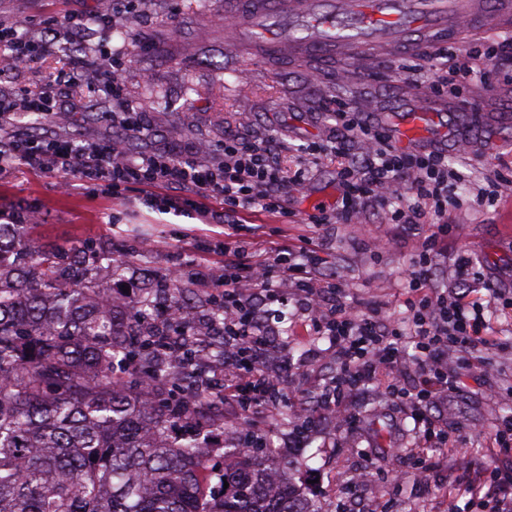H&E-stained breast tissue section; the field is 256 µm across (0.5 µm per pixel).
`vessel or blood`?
<instances>
[{
	"label": "vessel or blood",
	"mask_w": 512,
	"mask_h": 512,
	"mask_svg": "<svg viewBox=\"0 0 512 512\" xmlns=\"http://www.w3.org/2000/svg\"><path fill=\"white\" fill-rule=\"evenodd\" d=\"M247 9V15L226 20L230 44L252 30L267 29L269 48L350 57L369 46H391L409 31H448L472 15L475 5L473 0H250ZM437 123L427 102L417 100L401 116L397 147L411 146Z\"/></svg>",
	"instance_id": "b4317fda"
}]
</instances>
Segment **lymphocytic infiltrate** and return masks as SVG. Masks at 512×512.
<instances>
[{"label": "lymphocytic infiltrate", "instance_id": "1", "mask_svg": "<svg viewBox=\"0 0 512 512\" xmlns=\"http://www.w3.org/2000/svg\"><path fill=\"white\" fill-rule=\"evenodd\" d=\"M149 0H112L111 16L73 14L46 18L39 33L22 37L13 23L0 22V45L11 51L22 68H34L47 55L54 40L97 27L103 40L96 54L76 55L65 69L40 75L42 88L33 94L21 89L0 91V171L18 165L41 173L73 178L84 188L110 190L120 197L127 185H138L140 202L163 213H190L204 224L233 226L240 211L258 205L286 214L291 189L302 184L304 168L282 166L279 152L268 142L247 143L235 135L224 138L220 154L205 159L196 154L168 152L130 156L124 141L100 144L69 138L19 137L7 126L17 117L55 114L63 86L87 73L102 77L112 94V109L105 121L128 137L140 135L146 125L141 112L127 99L121 83L122 66L107 35L112 16H137ZM339 124L337 139L346 143L361 133L370 139L358 165L343 168L342 193L335 214L319 212L309 222L319 227L338 217L344 222L363 219L375 207L409 195L417 206L397 208L392 219L415 226L430 222L418 261L409 269V334L418 351V380L408 386L401 368L404 347L389 337L380 321L341 299L345 285L331 279L317 281L314 273L322 258L311 237L300 235L276 248L235 251L221 268L207 267L201 275L221 288L224 299V333L236 337L237 347L225 354L224 389L237 398L243 411L279 404V380L264 371L261 356L269 344L268 332L258 320L253 301L274 296L280 285L295 288L306 306L316 332L326 336L336 372L318 397L320 407L340 408L346 397L366 386L385 383L388 394L407 400L425 420L419 437L423 450L443 454L448 434L426 421L427 410L440 399L468 388L471 372L482 364L497 337L481 307L471 301L470 289L439 292L431 282L432 254L448 240V206L455 201L460 178L440 152L411 153L389 144L382 133L369 132L367 124L348 118L343 105L332 108ZM440 493L447 512H455L460 497L490 504V512H512V472H488L470 462L454 463Z\"/></svg>", "mask_w": 512, "mask_h": 512}]
</instances>
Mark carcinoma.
<instances>
[{"mask_svg":"<svg viewBox=\"0 0 512 512\" xmlns=\"http://www.w3.org/2000/svg\"><path fill=\"white\" fill-rule=\"evenodd\" d=\"M123 262L94 243L45 249L0 224V512H326L263 445L214 440L224 334L191 329L190 283L119 298ZM164 299L165 327L144 321ZM184 336L178 361L159 337Z\"/></svg>","mask_w":512,"mask_h":512,"instance_id":"cac0c4a2","label":"carcinoma"}]
</instances>
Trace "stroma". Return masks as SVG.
I'll return each mask as SVG.
<instances>
[{
    "mask_svg": "<svg viewBox=\"0 0 512 512\" xmlns=\"http://www.w3.org/2000/svg\"><path fill=\"white\" fill-rule=\"evenodd\" d=\"M110 10V0H0V22L24 26L50 15L69 12L94 16ZM224 0H150L146 13L134 24L145 45L124 51L123 83L129 101L145 114L143 136L129 139L130 154L157 151H196L210 156L236 133L271 140L280 147L284 166L304 162V182L288 194L289 217L255 206L239 215L240 240L260 227L268 245H282L301 234L312 237L324 251L323 277H337L349 286V298L366 313L403 317L409 287L407 269L430 232L393 223L396 202L367 213L363 223L305 224L307 214L323 208L335 211L340 195L339 160L332 137L333 117L318 109L320 99L342 103L353 116L368 120L387 135H394L402 106L423 98L446 127L444 137L421 143L423 151H440L449 165L468 158L456 195L462 207L449 214L460 225L459 246L470 250L491 288L512 289V193L477 200L495 172L512 170V30L486 27L456 40L468 51L478 37L504 41V61L489 81L470 87L434 88L437 64L423 61L412 70L411 46L385 54L369 48L357 58L289 56L278 52L255 54L230 45L224 36ZM99 40L92 31L82 39L57 42L36 69L0 66V85L39 91L41 72L65 67L79 52H91ZM112 98L101 91L96 78L64 89L58 114L42 125L31 119L16 124L18 133H52L77 140L104 141L120 132L101 122ZM24 168L0 172V224L26 211L28 235L51 246H125L123 286L136 288L151 272L177 274L190 263L220 265L224 252L223 227H215L200 241L182 240L183 231L198 227L185 214L160 213L137 204L136 188L115 199ZM260 314L275 340L266 358L270 369L286 372L291 400L283 409L294 419L311 416L318 426L306 447L288 445V431L276 411L259 407L252 420L266 428L272 447L270 460L292 465L296 482L308 495L317 496L327 512H443L441 497L424 491L412 480L395 485L394 472L410 471L417 452V426L411 409L391 401L384 387L373 386L346 399L354 417L341 428L315 402L328 383L334 366L326 340L315 336L293 291H278L261 303ZM484 316L493 323L500 345L490 352L498 385L512 386V308L488 303ZM480 375H473L467 394L449 397L433 408L435 426L447 429L453 447L489 469L512 470V453L486 452L484 433L498 415L512 411V399L488 401ZM370 469V481L352 489L347 473Z\"/></svg>",
    "mask_w": 512,
    "mask_h": 512,
    "instance_id": "obj_1",
    "label": "stroma"
}]
</instances>
